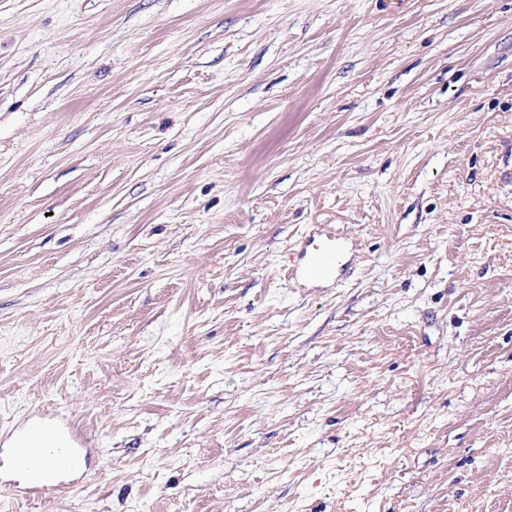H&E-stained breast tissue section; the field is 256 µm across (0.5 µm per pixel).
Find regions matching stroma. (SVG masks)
<instances>
[{"label":"stroma","instance_id":"35a3bbf8","mask_svg":"<svg viewBox=\"0 0 512 512\" xmlns=\"http://www.w3.org/2000/svg\"><path fill=\"white\" fill-rule=\"evenodd\" d=\"M59 417L0 512H512V0H0V459ZM312 235L306 236L300 244L299 264L289 268L293 279L309 281H336L348 269L345 256L348 252L342 236L327 225H321ZM47 428L39 423H32L28 425L23 432H21L13 442L12 458L15 464L20 461L26 460L29 455L36 454L41 456L44 460H50V466L56 469H76L80 467L84 443L82 439L73 432L71 425L69 431H63L71 442L69 448H66L65 453H61L54 448L62 446V442L54 436H47L42 430ZM47 448H52L51 459Z\"/></svg>","mask_w":512,"mask_h":512}]
</instances>
